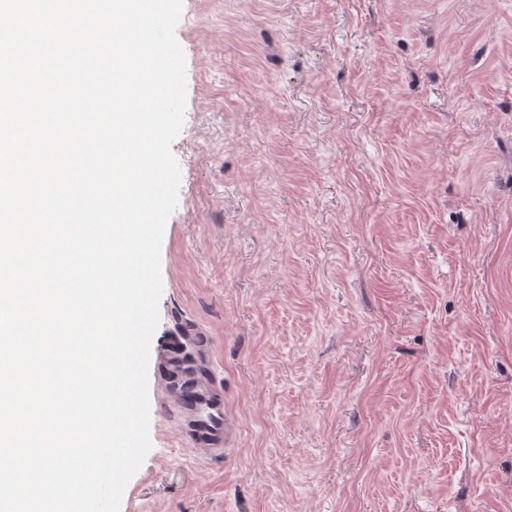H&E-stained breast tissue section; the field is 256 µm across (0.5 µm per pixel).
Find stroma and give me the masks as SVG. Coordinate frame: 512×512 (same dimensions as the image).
<instances>
[{
	"instance_id": "obj_1",
	"label": "stroma",
	"mask_w": 512,
	"mask_h": 512,
	"mask_svg": "<svg viewBox=\"0 0 512 512\" xmlns=\"http://www.w3.org/2000/svg\"><path fill=\"white\" fill-rule=\"evenodd\" d=\"M158 344L208 336L195 456L148 382L120 512H512V0H183Z\"/></svg>"
}]
</instances>
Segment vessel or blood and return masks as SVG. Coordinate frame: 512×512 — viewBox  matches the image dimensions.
Segmentation results:
<instances>
[{"label":"vessel or blood","instance_id":"obj_1","mask_svg":"<svg viewBox=\"0 0 512 512\" xmlns=\"http://www.w3.org/2000/svg\"><path fill=\"white\" fill-rule=\"evenodd\" d=\"M190 345L202 352L208 339L190 328L172 337L167 347L151 344L150 354L156 359L167 410L182 426L193 451L206 458L226 451L233 439L234 425L224 409L222 391L201 367L186 361V348Z\"/></svg>","mask_w":512,"mask_h":512}]
</instances>
